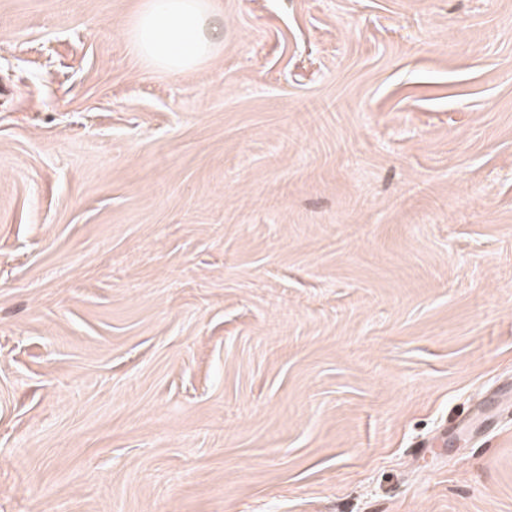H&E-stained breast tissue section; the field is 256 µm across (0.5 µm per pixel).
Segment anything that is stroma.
Wrapping results in <instances>:
<instances>
[{"label": "stroma", "mask_w": 512, "mask_h": 512, "mask_svg": "<svg viewBox=\"0 0 512 512\" xmlns=\"http://www.w3.org/2000/svg\"><path fill=\"white\" fill-rule=\"evenodd\" d=\"M0 0V512H512V0ZM125 29L133 57L149 68L184 74L204 63L224 25L211 0H140Z\"/></svg>", "instance_id": "1"}]
</instances>
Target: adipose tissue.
<instances>
[{
    "mask_svg": "<svg viewBox=\"0 0 512 512\" xmlns=\"http://www.w3.org/2000/svg\"><path fill=\"white\" fill-rule=\"evenodd\" d=\"M222 29L212 0H141L125 38L138 62L177 75L209 58Z\"/></svg>",
    "mask_w": 512,
    "mask_h": 512,
    "instance_id": "adipose-tissue-1",
    "label": "adipose tissue"
}]
</instances>
